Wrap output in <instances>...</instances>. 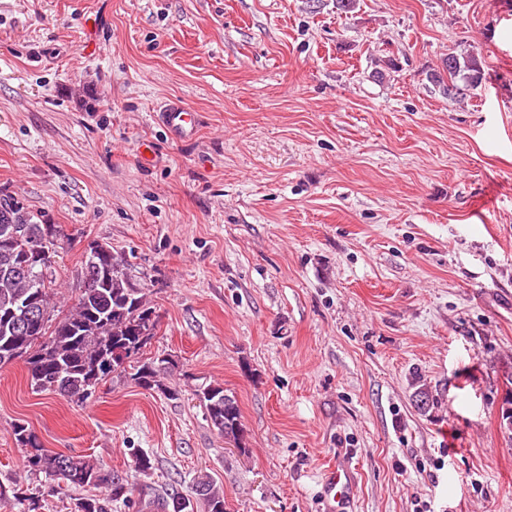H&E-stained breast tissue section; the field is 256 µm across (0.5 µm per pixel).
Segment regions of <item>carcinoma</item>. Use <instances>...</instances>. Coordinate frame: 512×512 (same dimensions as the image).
<instances>
[{
  "instance_id": "1",
  "label": "carcinoma",
  "mask_w": 512,
  "mask_h": 512,
  "mask_svg": "<svg viewBox=\"0 0 512 512\" xmlns=\"http://www.w3.org/2000/svg\"><path fill=\"white\" fill-rule=\"evenodd\" d=\"M463 75L465 83L477 86L484 73L475 54L448 53L431 80L444 95H457V85L445 82L443 73ZM62 228L38 224L23 208L0 207V364L24 359L30 385L57 393L75 403L87 402L96 386L109 374L129 375L146 390H159L178 398L167 385L175 366L165 360L140 361L127 372V361L144 346L142 337L155 335V310L146 301L140 284L128 274L126 257L89 250L81 261V289L67 311L52 302L56 257ZM207 418L224 439L242 444V415L234 396L220 385L196 391ZM15 442L25 449L22 467L43 473L56 482L57 491L94 487L99 493L77 499L75 512H114L123 505L133 512H194V502L173 488L149 500L135 497L136 486L128 477L105 471L83 455L50 452L22 422L12 427ZM195 495L204 512H224V492L207 475L197 479Z\"/></svg>"
}]
</instances>
